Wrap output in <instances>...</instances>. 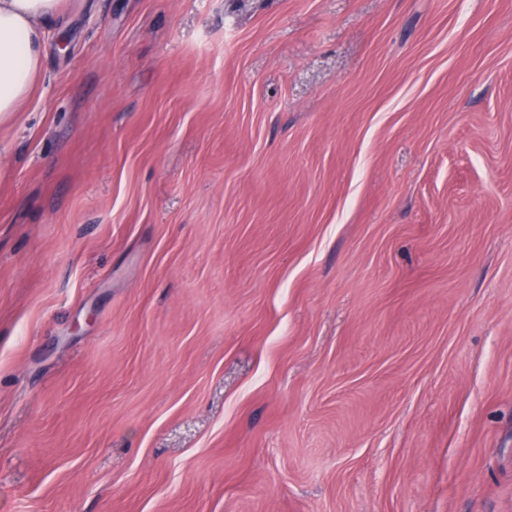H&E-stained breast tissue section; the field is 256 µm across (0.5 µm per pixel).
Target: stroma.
Returning a JSON list of instances; mask_svg holds the SVG:
<instances>
[{
    "label": "stroma",
    "instance_id": "1",
    "mask_svg": "<svg viewBox=\"0 0 512 512\" xmlns=\"http://www.w3.org/2000/svg\"><path fill=\"white\" fill-rule=\"evenodd\" d=\"M0 512H512V0H65Z\"/></svg>",
    "mask_w": 512,
    "mask_h": 512
}]
</instances>
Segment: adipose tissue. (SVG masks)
Returning <instances> with one entry per match:
<instances>
[{
	"mask_svg": "<svg viewBox=\"0 0 512 512\" xmlns=\"http://www.w3.org/2000/svg\"><path fill=\"white\" fill-rule=\"evenodd\" d=\"M63 0H0V122L10 121L42 75L50 26Z\"/></svg>",
	"mask_w": 512,
	"mask_h": 512,
	"instance_id": "1",
	"label": "adipose tissue"
}]
</instances>
